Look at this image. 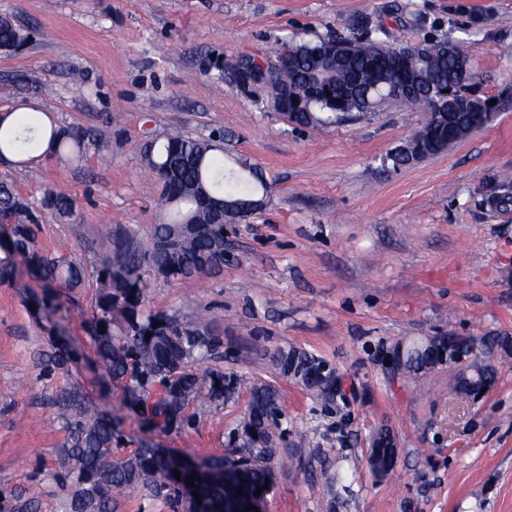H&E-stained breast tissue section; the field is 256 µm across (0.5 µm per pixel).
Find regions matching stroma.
I'll use <instances>...</instances> for the list:
<instances>
[{"mask_svg":"<svg viewBox=\"0 0 512 512\" xmlns=\"http://www.w3.org/2000/svg\"><path fill=\"white\" fill-rule=\"evenodd\" d=\"M0 15L33 32L0 54V113H40L104 144L86 161L50 159L41 182L0 163L26 198L47 182L76 195L72 221L36 231L46 252L67 249L94 267V241L125 225L147 236L158 221L149 133L224 134V161L257 166L263 206L224 227V268L153 281L148 307L206 308L224 343L217 369L277 385L286 415L268 512H512V359L477 403L458 400L448 372L395 377L383 354L420 336H512V0H0ZM387 27V45L442 36L471 47L475 89L494 100L487 127L448 150L394 166L390 156L424 121L390 107L324 127L298 128L252 99L217 89L207 59L281 42L349 37ZM40 282L0 283V480L63 512L54 480L66 435L47 398L77 387L115 426L121 455L173 448L220 455L247 407L235 400L186 410L191 425L147 431L122 388L95 363L84 328L87 279L35 309ZM292 345L345 379L332 406L280 376L269 356ZM66 355L45 372L42 357ZM387 425L399 443L393 472L374 476L368 435ZM305 449L295 458L296 449Z\"/></svg>","mask_w":512,"mask_h":512,"instance_id":"stroma-1","label":"stroma"}]
</instances>
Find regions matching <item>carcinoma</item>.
I'll list each match as a JSON object with an SVG mask.
<instances>
[{
  "instance_id": "cac0c4a2",
  "label": "carcinoma",
  "mask_w": 512,
  "mask_h": 512,
  "mask_svg": "<svg viewBox=\"0 0 512 512\" xmlns=\"http://www.w3.org/2000/svg\"><path fill=\"white\" fill-rule=\"evenodd\" d=\"M29 40V28L0 20V45H22ZM337 44L348 53L346 63L339 68L318 64L323 51ZM377 44L369 32L351 39L285 42L269 54L292 58L294 70L276 74L269 85L255 92V99L277 112L280 97L286 95L288 111L296 113L297 125L329 126L354 112L381 111L377 91L393 80L414 89L412 96L403 99V105L427 113L435 111L431 90L457 84L458 72L448 58V38L402 47L404 59L399 69L378 76L368 67L372 47ZM103 147L102 142L78 129L53 127L46 131L36 116L27 113L18 116L14 127L0 129V157L10 154L24 158L22 166L30 174L38 171L44 158H80ZM220 151L213 137L170 133L149 141L144 158L156 172L160 204L168 214L153 225L145 239L116 226L92 245L98 261L90 273L71 255L42 252L35 237V229L47 218L72 219L76 198L48 188L37 204L20 206L21 194L15 184L0 181V230H4L0 282L16 279L20 258L50 290L73 291L84 287L87 276L95 277L88 331L98 362L112 379L122 383L126 407L155 432L183 425L186 408L194 401L225 404L241 391V379L236 374L217 369L201 373L196 368L221 357L223 343L210 333L207 316L146 311L149 279L190 280L224 267V225L210 222L200 200L209 197L246 202L270 189L253 166L242 174L225 169ZM454 340L456 336L450 334L433 346L404 352L406 374L417 377L431 372L440 352ZM270 361L275 371L300 384L312 397L334 402L331 385L318 373L320 367L333 371L326 360L286 346L276 349ZM247 392L250 402L239 421L246 437L235 433L230 450L201 459L208 468L202 496L210 512H225L224 466L229 460L238 463V482L245 492L252 493L274 478L272 463L278 449L256 447L253 436L279 432L284 415L281 392L260 378L250 383ZM53 403L54 423L67 435L56 471L57 483L67 492L64 512H116L117 500L136 490L149 503L159 501L171 512H179L181 486L192 474L180 471L176 457L156 455L149 448L116 456L112 453V422L80 391H61ZM176 470L180 472L178 478ZM0 512H41V504L0 482Z\"/></svg>"
}]
</instances>
